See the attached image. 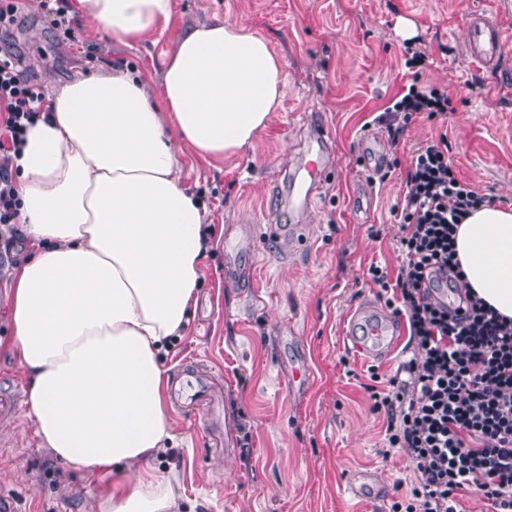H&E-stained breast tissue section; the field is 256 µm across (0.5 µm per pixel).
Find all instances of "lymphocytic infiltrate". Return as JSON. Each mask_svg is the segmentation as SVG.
Here are the masks:
<instances>
[{"instance_id":"f902f5d3","label":"lymphocytic infiltrate","mask_w":512,"mask_h":512,"mask_svg":"<svg viewBox=\"0 0 512 512\" xmlns=\"http://www.w3.org/2000/svg\"><path fill=\"white\" fill-rule=\"evenodd\" d=\"M45 95L0 44V224L18 219L9 166ZM447 92L407 85L392 103V141L419 117L447 119ZM448 139L415 150L405 177L404 203L395 209L394 236L402 255L396 277L370 265L377 295L405 318L410 359L387 390L370 387L372 409L387 416L386 448L407 453L413 480L392 512H459L461 496L478 491L488 512H512V320L480 298L465 297L463 316L435 303L431 292L462 282L456 257L459 224L492 197L462 181L448 160Z\"/></svg>"}]
</instances>
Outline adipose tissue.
Returning <instances> with one entry per match:
<instances>
[{
	"mask_svg": "<svg viewBox=\"0 0 512 512\" xmlns=\"http://www.w3.org/2000/svg\"><path fill=\"white\" fill-rule=\"evenodd\" d=\"M129 46L171 0H74ZM269 42L239 20L185 28L160 80L135 70L55 87L19 145V219L33 247L10 294L29 375L25 414L73 470L112 476L103 512H177L179 477L154 463L175 435L163 352L183 335L209 249L207 210L181 180L184 147L220 160L250 145L282 99ZM455 249L464 286L512 318V206L473 211Z\"/></svg>",
	"mask_w": 512,
	"mask_h": 512,
	"instance_id": "ef3b65f1",
	"label": "adipose tissue"
}]
</instances>
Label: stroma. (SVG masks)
I'll return each instance as SVG.
<instances>
[{
	"instance_id": "stroma-1",
	"label": "stroma",
	"mask_w": 512,
	"mask_h": 512,
	"mask_svg": "<svg viewBox=\"0 0 512 512\" xmlns=\"http://www.w3.org/2000/svg\"><path fill=\"white\" fill-rule=\"evenodd\" d=\"M505 42L499 85L469 60L467 27L495 12ZM9 41L26 74L51 92L87 71L117 64L159 76L186 27L244 18L282 61L283 96L253 143L223 162L183 157L182 178L200 193L213 228L194 317L164 353L170 369L189 360L213 371L224 398L223 449L211 445L209 407H169L176 436L158 461L180 474L179 512H389L413 472L404 450L382 457L386 418L373 412L371 374L387 378L406 342L386 359L358 355L345 338L353 310L377 303L370 265L396 275L392 210L403 198L414 151L447 136L463 181L512 206V0H172L169 26L131 47L74 24L66 40L42 18L40 0H20ZM424 42V87L448 91L445 121L417 119L392 145L378 116L409 83L405 44ZM327 131L315 203L288 207L291 180L314 129ZM396 161L379 182L377 163ZM301 224L306 247L278 238ZM21 246L0 248V394L26 389L10 349V271ZM308 368L291 389L287 370ZM371 474L375 499L353 496V473ZM104 477L71 470L42 448L24 403L0 417V495L17 512H99Z\"/></svg>"
}]
</instances>
